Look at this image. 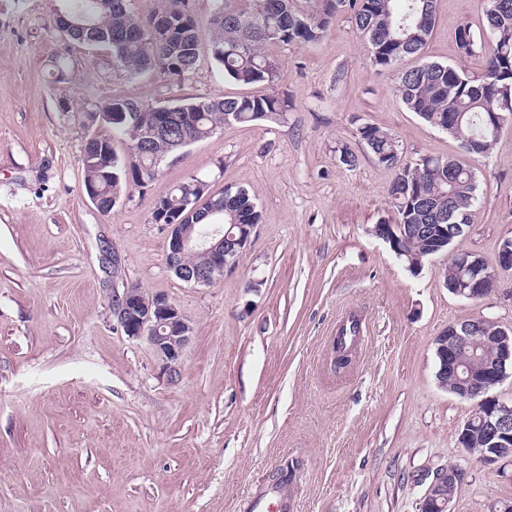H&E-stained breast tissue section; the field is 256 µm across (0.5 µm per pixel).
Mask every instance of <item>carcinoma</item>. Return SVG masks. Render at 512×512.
<instances>
[{
  "instance_id": "cac0c4a2",
  "label": "carcinoma",
  "mask_w": 512,
  "mask_h": 512,
  "mask_svg": "<svg viewBox=\"0 0 512 512\" xmlns=\"http://www.w3.org/2000/svg\"><path fill=\"white\" fill-rule=\"evenodd\" d=\"M59 11L81 19L83 28L67 36L91 47H104L120 70L131 76L154 71L167 51L171 64L162 73L181 79L197 63L200 54L198 21L190 0H165L159 20L140 18L127 7V0H58ZM437 0H214L211 25V53L224 77L243 85L274 83L283 69L268 53L271 44H313L335 20L346 15L355 25L370 65L395 76L397 96L403 106L425 123L458 140L466 154H486L499 130L493 115L512 121L500 87L512 84V0H496L495 7L483 6L490 37L475 34L468 27L458 31V47L466 56L482 55L486 65L474 77L459 67L422 60L436 23ZM417 59L407 67L405 62ZM112 113L125 115L120 121L103 120L128 137L129 147L143 144L140 166L127 169L126 156L116 152L112 139L100 138L110 151V164L99 165L95 151L83 149L84 183L98 190L102 212L109 213L112 194L128 183L138 187L160 174L159 157L177 152L173 141L187 137V144L210 137L228 122L249 124L273 120L288 111L289 99L277 95L236 96L186 101L178 111L189 114L182 123L172 120L154 135L147 103L142 111H131V100L113 99ZM378 164L396 171L388 191L389 204L401 225L404 240L402 259L410 270L418 258L432 250L441 235L439 226L468 224L478 202L477 176L457 157L424 156L414 163L402 160L398 141L388 131L371 124L359 128ZM195 179L174 186L153 209L156 224H201L207 209L190 213L194 198L190 191ZM224 223L257 224V205L243 188L227 187ZM494 357L493 349L469 348L462 358L477 366Z\"/></svg>"
}]
</instances>
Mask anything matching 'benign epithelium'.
Segmentation results:
<instances>
[{
    "mask_svg": "<svg viewBox=\"0 0 512 512\" xmlns=\"http://www.w3.org/2000/svg\"><path fill=\"white\" fill-rule=\"evenodd\" d=\"M168 231V266L176 269L181 255L198 250L206 257V266L192 272L183 268L179 275L185 282L209 285L219 280L228 266L225 261L226 245L241 249L249 244L252 224H204L198 228L182 224L166 225ZM512 269V238L502 242L497 267L488 266L473 253L454 256L453 271L444 281L448 291L459 298L481 300L497 290L498 270ZM112 315L131 338H146L155 350L160 369L170 379L179 375L183 349L190 339L192 328L179 308L163 294L144 299L135 291L112 289ZM488 321L478 317L466 322L448 325L435 339L440 368L436 373L439 385L448 388L447 377L454 380V393L473 404L471 416L462 425L458 442L469 449L472 436L485 435L491 451L483 462L488 465L502 460L512 463V402L499 400L491 391L512 370V328H499L496 335L485 337V342L495 348L496 354L488 364L471 368L460 363L458 352L475 341L481 327ZM452 469L437 476L428 488L423 501V512H451L452 499L446 487L455 479Z\"/></svg>",
    "mask_w": 512,
    "mask_h": 512,
    "instance_id": "benign-epithelium-1",
    "label": "benign epithelium"
}]
</instances>
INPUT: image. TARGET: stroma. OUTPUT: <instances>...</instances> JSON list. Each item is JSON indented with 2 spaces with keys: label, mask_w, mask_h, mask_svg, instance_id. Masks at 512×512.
<instances>
[{
  "label": "stroma",
  "mask_w": 512,
  "mask_h": 512,
  "mask_svg": "<svg viewBox=\"0 0 512 512\" xmlns=\"http://www.w3.org/2000/svg\"><path fill=\"white\" fill-rule=\"evenodd\" d=\"M191 4L201 53L176 80L129 76L110 50L69 39L55 0H0V512H246L283 470L288 512H419L451 466L463 473L452 512H493L512 500V479L460 448L472 404L439 386L434 341L480 316L512 328V269L479 301L440 276L455 253L496 265L512 238V121L489 154L466 157L480 194L471 223L411 272L371 232L394 217L395 172L358 129L392 133L408 161L461 156L458 141L403 107L348 19L316 43L269 46L281 79L243 86L212 57L213 0ZM437 13L425 59L480 74L484 57L457 44L461 26L483 30L480 0H438ZM272 93L292 102L278 119L224 124L167 158L150 186L124 189L110 213L88 199L86 139L127 150L93 117L108 101ZM344 147L356 167L341 163ZM195 177L215 196L247 189L261 213L210 285L169 269L167 229L152 218L159 197ZM132 287L166 295L193 329L178 380L112 315L113 289ZM350 313L366 329L338 370L333 340Z\"/></svg>",
  "instance_id": "stroma-1"
}]
</instances>
